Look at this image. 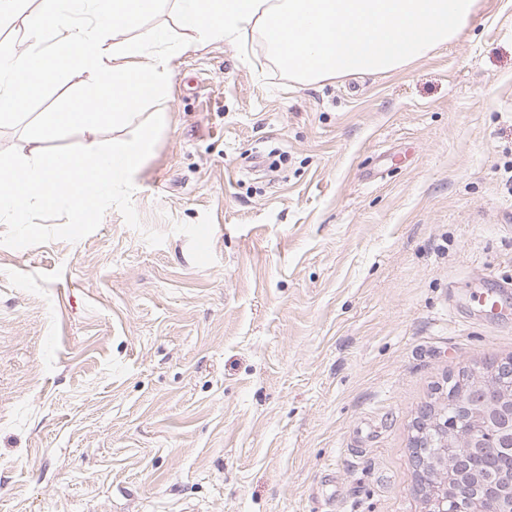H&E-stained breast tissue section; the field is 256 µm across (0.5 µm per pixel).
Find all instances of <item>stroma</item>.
Wrapping results in <instances>:
<instances>
[{
  "instance_id": "stroma-1",
  "label": "stroma",
  "mask_w": 512,
  "mask_h": 512,
  "mask_svg": "<svg viewBox=\"0 0 512 512\" xmlns=\"http://www.w3.org/2000/svg\"><path fill=\"white\" fill-rule=\"evenodd\" d=\"M245 43L183 48L99 130L167 117L89 222H0V512H425L421 407L512 357V0L313 85ZM84 82L1 121L0 156Z\"/></svg>"
}]
</instances>
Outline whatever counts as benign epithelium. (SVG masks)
I'll return each instance as SVG.
<instances>
[{
    "instance_id": "1",
    "label": "benign epithelium",
    "mask_w": 512,
    "mask_h": 512,
    "mask_svg": "<svg viewBox=\"0 0 512 512\" xmlns=\"http://www.w3.org/2000/svg\"><path fill=\"white\" fill-rule=\"evenodd\" d=\"M512 387V360L485 368ZM489 384L469 401L455 402L451 414L432 407L421 412L410 449L427 512H512V400L503 402ZM444 433L446 447L435 452L428 430Z\"/></svg>"
}]
</instances>
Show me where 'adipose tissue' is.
<instances>
[{
    "instance_id": "ef3b65f1",
    "label": "adipose tissue",
    "mask_w": 512,
    "mask_h": 512,
    "mask_svg": "<svg viewBox=\"0 0 512 512\" xmlns=\"http://www.w3.org/2000/svg\"><path fill=\"white\" fill-rule=\"evenodd\" d=\"M21 3L0 0V18H20L30 41L22 53L0 44V103L19 108L70 69L85 75L87 88L60 111L46 113L22 152L0 160V215L16 224L34 210L84 212L87 201L128 184L150 152L163 114L107 150L97 132L104 124L123 123L141 101L161 96L170 78L166 31L154 32L145 43L116 39L152 12L157 0H39L26 14ZM47 33L48 47L42 44ZM132 56L141 57V64H129ZM71 127L80 128L83 139L67 152H48L47 142Z\"/></svg>"
}]
</instances>
